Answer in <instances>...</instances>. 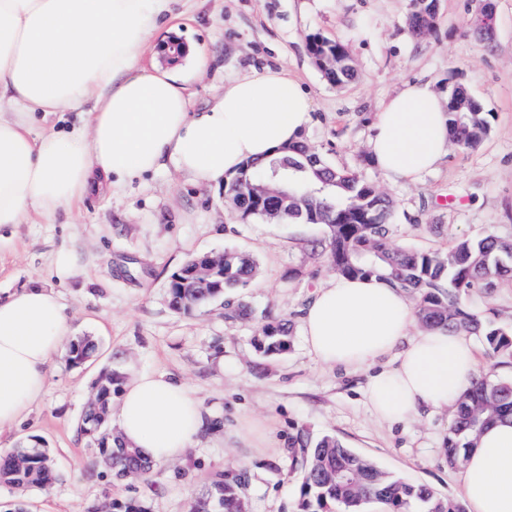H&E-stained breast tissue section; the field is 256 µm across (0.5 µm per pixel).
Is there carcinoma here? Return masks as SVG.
<instances>
[{
	"mask_svg": "<svg viewBox=\"0 0 512 512\" xmlns=\"http://www.w3.org/2000/svg\"><path fill=\"white\" fill-rule=\"evenodd\" d=\"M438 16L437 0H410L407 25L417 38L430 32ZM313 60L330 57L333 68L322 70L330 83L341 86L354 76L352 60L339 42L318 33L307 38ZM448 126L451 142L462 148L477 146L489 132L482 107L462 89L448 94ZM288 162L293 181L288 197L269 196L254 201L251 187L266 183L273 164ZM224 196L232 197L251 217L293 224H320L332 268L341 276L376 274L416 298L419 322L424 327L445 326L477 336L492 357H512V332L483 321L461 303L466 288L493 289L512 279V241L493 234L462 237L446 250L420 251L395 247L390 240L393 204L381 189L357 174L327 164L311 147L300 144L277 151L263 163L247 162L224 179ZM193 256L172 273L170 308L190 314L213 300L247 287L257 274V263L237 250H224L223 288L217 292L195 285ZM288 321L261 319L256 347L266 355L288 349ZM97 350L96 341L83 336L71 344L70 362L80 365ZM119 374L109 370L94 382L97 406L83 411L79 431L95 425L97 437L108 442L111 470L125 479H144L152 467L126 450L108 422L112 409V385ZM512 416V380H492L478 374L469 391L452 412L444 457L450 467L463 464L474 446V436L485 425ZM303 469L296 512H368L371 504L385 512H466L462 500L445 499L424 484L407 483L381 471L371 460L325 435L314 444L302 445ZM350 472L347 482L336 481V469ZM59 480L53 457L39 440L0 452V481L18 487L48 491ZM244 474L228 472L212 482L207 496L192 502L191 512H239Z\"/></svg>",
	"mask_w": 512,
	"mask_h": 512,
	"instance_id": "cac0c4a2",
	"label": "carcinoma"
}]
</instances>
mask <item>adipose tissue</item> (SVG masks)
Wrapping results in <instances>:
<instances>
[{
	"instance_id": "adipose-tissue-1",
	"label": "adipose tissue",
	"mask_w": 512,
	"mask_h": 512,
	"mask_svg": "<svg viewBox=\"0 0 512 512\" xmlns=\"http://www.w3.org/2000/svg\"><path fill=\"white\" fill-rule=\"evenodd\" d=\"M173 0H0V225L51 222L92 194L122 189L165 167L197 183L303 139L312 101L282 67L236 78L201 112L183 82L143 59ZM94 107L86 123L39 132L36 113ZM447 110L425 81L386 98L368 142L387 178L411 182L448 153ZM415 304L378 276H338L314 290L300 316L322 363L367 377L382 421L402 424L455 406L478 365L472 339L443 327L415 330ZM70 331L62 297L32 285L0 296V432L16 428L45 392L52 358ZM119 435L147 462L181 458L203 433L200 397L160 374L129 381ZM468 512H512V420L478 435L461 475Z\"/></svg>"
}]
</instances>
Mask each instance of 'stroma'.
Returning a JSON list of instances; mask_svg holds the SVG:
<instances>
[{
  "instance_id": "35a3bbf8",
  "label": "stroma",
  "mask_w": 512,
  "mask_h": 512,
  "mask_svg": "<svg viewBox=\"0 0 512 512\" xmlns=\"http://www.w3.org/2000/svg\"><path fill=\"white\" fill-rule=\"evenodd\" d=\"M410 0H175L174 12L205 59L187 82L194 108L218 98L228 81L283 66L309 91L307 143L336 167L378 185L394 202V244L447 249L459 237L494 234L512 240V0H495L496 26L486 40L467 21L478 0H440L437 24L415 39ZM340 42L354 78L329 84L307 48L312 33ZM423 79L440 95L466 87L488 114L490 131L464 150L449 145L435 170L411 184L393 183L367 164V141L382 102L403 82ZM318 224L238 220L220 185H196L173 169L144 175L119 194H100L51 224L0 227V295L32 284L56 290L72 336L99 344L87 363H69L60 348L46 391L27 420L0 435V448L37 437L60 478L50 491L0 484V505L26 512H189L226 471L247 477L250 512H292L302 471L301 442L335 436L393 477L461 495L460 471L443 448L449 410L391 426L371 412L366 379L321 364L304 342L303 307L334 272ZM227 248L253 255L256 278L238 300L255 312L229 319L223 303L190 315L169 306L168 282L190 256ZM71 269L59 273L58 261ZM464 304L487 321L512 328V283L471 289ZM285 319L290 345L268 358L253 338L259 316ZM107 367L114 383L141 373L187 383L209 423L183 459L153 468L147 479H112L96 448L78 430L93 382Z\"/></svg>"
}]
</instances>
